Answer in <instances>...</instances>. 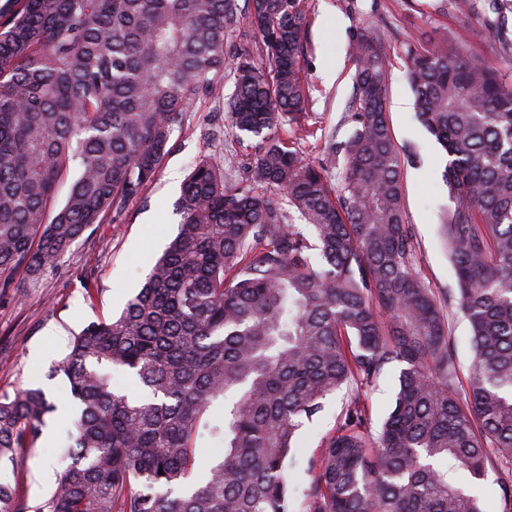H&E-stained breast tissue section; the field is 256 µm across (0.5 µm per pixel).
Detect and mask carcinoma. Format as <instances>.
Returning <instances> with one entry per match:
<instances>
[{
	"label": "carcinoma",
	"mask_w": 512,
	"mask_h": 512,
	"mask_svg": "<svg viewBox=\"0 0 512 512\" xmlns=\"http://www.w3.org/2000/svg\"><path fill=\"white\" fill-rule=\"evenodd\" d=\"M245 2L0 7V288L19 271L39 280L94 225L119 223L224 69L231 131L260 138L233 187L213 155L194 163L178 232L143 288L73 336L58 365L75 406L67 465L34 507L0 486V512H486L469 487L490 475L512 512V86L457 34L407 49L454 199L441 232L471 328L464 386L405 223L386 48L356 32L351 132L309 162L278 135L308 126L304 0ZM242 15L256 55L228 51ZM393 362L380 429L355 394L298 490L288 460L301 428ZM114 370L135 389L113 390ZM54 411L40 389L1 391L0 465L34 447ZM202 438L220 448L206 465Z\"/></svg>",
	"instance_id": "1"
}]
</instances>
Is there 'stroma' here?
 Instances as JSON below:
<instances>
[{"instance_id":"35a3bbf8","label":"stroma","mask_w":512,"mask_h":512,"mask_svg":"<svg viewBox=\"0 0 512 512\" xmlns=\"http://www.w3.org/2000/svg\"><path fill=\"white\" fill-rule=\"evenodd\" d=\"M455 0H306L311 49L305 57V77L311 87L309 123L342 126L352 98L350 56L353 34L369 26L386 44L392 62L387 95V119L400 152L416 150L419 163H405L403 194L405 221L410 224L418 267L426 284L447 299L456 296V283L441 244L440 209L449 205L441 180L443 153L414 117V96L406 78V49L426 46L452 30L467 34V50L512 82V16L501 18L488 0H474L469 19H462ZM234 92L229 73H222L200 97L194 112L170 137L160 174L143 193L128 202L121 223L100 224L86 232L59 262L57 269L36 282L18 274L11 289L0 290V391L40 388L57 410L48 418L35 447L22 451L13 470L0 472L28 505L44 501L62 472L60 447L68 420L63 409L68 388L54 371L74 334L119 315L141 288L146 275L178 231L181 216L175 203L181 183L199 156L215 152L228 183L242 176L254 151L255 138H236L228 128L224 102ZM399 368L390 364L363 399L373 428H380L394 403ZM350 393L341 387L327 398L319 418L305 424L301 446L292 463L299 484H306L307 459L322 436L336 425Z\"/></svg>"}]
</instances>
